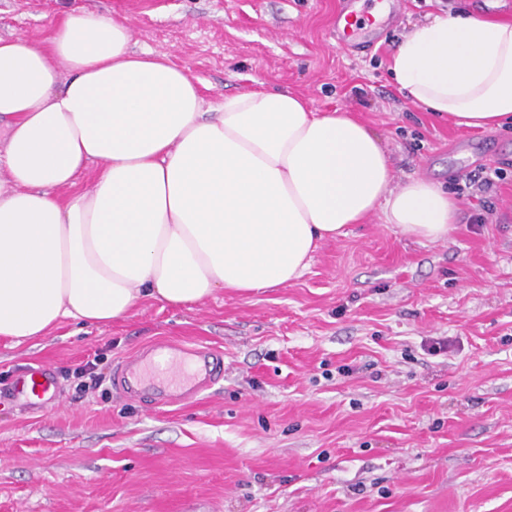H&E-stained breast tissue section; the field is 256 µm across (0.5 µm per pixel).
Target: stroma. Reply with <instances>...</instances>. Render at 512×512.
I'll list each match as a JSON object with an SVG mask.
<instances>
[{
  "instance_id": "obj_1",
  "label": "stroma",
  "mask_w": 512,
  "mask_h": 512,
  "mask_svg": "<svg viewBox=\"0 0 512 512\" xmlns=\"http://www.w3.org/2000/svg\"><path fill=\"white\" fill-rule=\"evenodd\" d=\"M338 3L0 0V37L42 39L68 10L129 18L135 49L171 54L212 103L260 81L315 112L348 108L394 186L425 177L459 206L435 242L378 215L350 225L278 288L0 338V390L49 363L63 398L0 404V512H512V128L456 126L388 71L414 24L445 10L512 21V0H404L363 52L337 42ZM497 169L493 210L460 194L457 179ZM159 338L222 350L223 377L181 406L126 399L113 371ZM436 339L448 348L433 355ZM91 360L103 383L82 394L74 371Z\"/></svg>"
}]
</instances>
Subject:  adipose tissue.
I'll list each match as a JSON object with an SVG mask.
<instances>
[{
	"mask_svg": "<svg viewBox=\"0 0 512 512\" xmlns=\"http://www.w3.org/2000/svg\"><path fill=\"white\" fill-rule=\"evenodd\" d=\"M390 70L456 125L512 123V22L434 16ZM457 210L428 179L393 187L379 138L346 110L260 87L207 102L169 54L135 50L128 20L72 10L44 42L0 37V337L14 343L143 299L286 285L377 212L435 241Z\"/></svg>",
	"mask_w": 512,
	"mask_h": 512,
	"instance_id": "1",
	"label": "adipose tissue"
}]
</instances>
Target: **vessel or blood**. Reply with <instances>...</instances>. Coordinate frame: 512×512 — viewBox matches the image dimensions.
I'll list each match as a JSON object with an SVG mask.
<instances>
[{
  "instance_id": "vessel-or-blood-1",
  "label": "vessel or blood",
  "mask_w": 512,
  "mask_h": 512,
  "mask_svg": "<svg viewBox=\"0 0 512 512\" xmlns=\"http://www.w3.org/2000/svg\"><path fill=\"white\" fill-rule=\"evenodd\" d=\"M389 10L364 15L354 20L345 9H338L332 19L337 38L355 44L372 28L393 21L401 0H386ZM224 374V356L212 348L157 341L142 352L127 358L115 370V389L132 398L150 399L155 405L188 401L211 388ZM12 401L20 407L36 403L43 408L58 402L52 367L40 366L19 377L10 391Z\"/></svg>"
}]
</instances>
